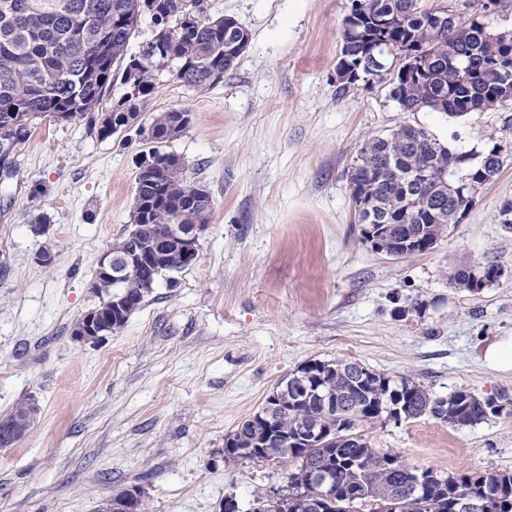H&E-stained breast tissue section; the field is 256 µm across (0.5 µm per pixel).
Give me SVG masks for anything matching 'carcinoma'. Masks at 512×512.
<instances>
[{
	"label": "carcinoma",
	"instance_id": "carcinoma-1",
	"mask_svg": "<svg viewBox=\"0 0 512 512\" xmlns=\"http://www.w3.org/2000/svg\"><path fill=\"white\" fill-rule=\"evenodd\" d=\"M142 0H0V148L14 152L43 117L69 121L95 111L114 76L131 91L101 117L99 135L114 134L112 117L138 118L156 86L164 62H178L176 79L198 89L214 85L213 74L234 66L248 44L246 30L224 19L199 17L187 24L196 0H149L153 36L137 55L129 53ZM436 0H351L344 18L337 67L368 69L369 51L383 46L392 56L390 96L402 110L428 109L463 116L512 107V31L494 32L484 18L461 19ZM181 110L153 115L148 155L158 167L137 183L133 227L140 248L163 254L159 271H145L148 284L171 269L186 268L179 246L160 242L156 224H207L209 197L194 204L182 166L169 161L165 141L183 133L189 121ZM503 147L495 143L483 156L452 149L421 127L404 124L362 145L351 170V197L358 222L383 224L393 243L433 235L435 224H456L473 206L476 190L502 166ZM499 278L490 265L456 269L448 280L470 291ZM327 368L324 384L304 387L314 367ZM401 405L405 418L428 415L464 428L512 408L503 390L481 397L467 389L436 398L423 385L402 378L395 383L354 361L312 360L276 384L265 400L267 418L253 415L225 438L245 451L244 459L287 467L284 499L257 497L252 512H346L347 500L368 512H456L461 501H475L480 512H512V472H466L442 477L422 470L425 488L413 491L418 468L389 450L374 448L361 434L379 413ZM327 474L330 492L321 501L307 493L309 474Z\"/></svg>",
	"mask_w": 512,
	"mask_h": 512
}]
</instances>
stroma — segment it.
Here are the masks:
<instances>
[{
    "mask_svg": "<svg viewBox=\"0 0 512 512\" xmlns=\"http://www.w3.org/2000/svg\"><path fill=\"white\" fill-rule=\"evenodd\" d=\"M250 43L223 82L200 90L156 75L138 120L103 139L98 110L38 120L0 164V418L36 396L37 423L0 448V512H101L140 488L143 512H244L284 486L277 463L224 459V438L278 381L312 358L356 361L444 397L465 388L512 393V369L485 360L512 337V109L449 119L405 112L389 81L340 90L336 64L348 0H206ZM185 109L190 124L166 151L213 210L197 257L159 282L126 323L97 344L73 326L103 296L91 283L102 253L133 222L136 162L152 115ZM409 123L449 147L501 143L503 166L474 206L427 252L391 257L366 243L349 170L365 140ZM48 231L32 227L34 215ZM52 265L35 260L43 246ZM494 265L470 291L460 266ZM420 303L396 312V300ZM373 447L443 476L512 470V413L457 429L424 416L364 426ZM474 269H456L452 271L448 280L451 284L458 286V288H467L470 291H475L480 288H483L488 283H492L499 278L500 269L490 265L488 267H484L482 269H478L479 273L473 271ZM474 273V278L471 279L472 274ZM475 282L476 287L470 286V282Z\"/></svg>",
    "mask_w": 512,
    "mask_h": 512,
    "instance_id": "35a3bbf8",
    "label": "stroma"
}]
</instances>
